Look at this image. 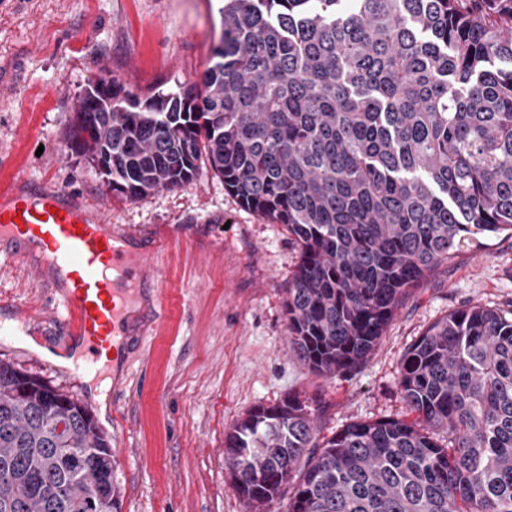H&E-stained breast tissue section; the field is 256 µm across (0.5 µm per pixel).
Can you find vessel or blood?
Wrapping results in <instances>:
<instances>
[{
    "instance_id": "b4317fda",
    "label": "vessel or blood",
    "mask_w": 512,
    "mask_h": 512,
    "mask_svg": "<svg viewBox=\"0 0 512 512\" xmlns=\"http://www.w3.org/2000/svg\"><path fill=\"white\" fill-rule=\"evenodd\" d=\"M0 241L19 244L57 288L56 320L77 346L84 372L101 369L110 350L169 318L165 295L145 296L143 271L170 237L138 247L134 235L113 233L96 209L55 187L30 189L20 177L0 189Z\"/></svg>"
}]
</instances>
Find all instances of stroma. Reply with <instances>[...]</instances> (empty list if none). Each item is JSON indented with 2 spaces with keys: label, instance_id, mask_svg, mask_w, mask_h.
Segmentation results:
<instances>
[{
  "label": "stroma",
  "instance_id": "stroma-1",
  "mask_svg": "<svg viewBox=\"0 0 512 512\" xmlns=\"http://www.w3.org/2000/svg\"><path fill=\"white\" fill-rule=\"evenodd\" d=\"M224 0H0V187L22 175L90 202L113 232L168 227L155 258L175 302L157 337L127 349L97 379L55 363L67 338L55 288L0 261V298L31 304L23 321L0 306V360L89 406L112 439L119 512H244L224 465L229 427L259 405L315 399L322 437L348 424L404 417L405 351L436 321L472 305L512 307V236L483 238L433 269L405 297L375 353L325 378L294 356L285 299L300 259L283 225L242 206L201 168L183 187L129 200L108 191L62 132L102 73L146 97L199 84L222 33Z\"/></svg>",
  "mask_w": 512,
  "mask_h": 512
}]
</instances>
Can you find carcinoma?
<instances>
[{
  "instance_id": "carcinoma-1",
  "label": "carcinoma",
  "mask_w": 512,
  "mask_h": 512,
  "mask_svg": "<svg viewBox=\"0 0 512 512\" xmlns=\"http://www.w3.org/2000/svg\"><path fill=\"white\" fill-rule=\"evenodd\" d=\"M202 88L88 84L67 149L128 199L200 163L299 247L295 356L366 361L410 290L462 246L512 234V0H224ZM414 418L320 439L308 401L258 406L224 438L245 512H512V310L432 324L404 354ZM80 448L81 457L65 450ZM90 409L0 360V512H119Z\"/></svg>"
}]
</instances>
